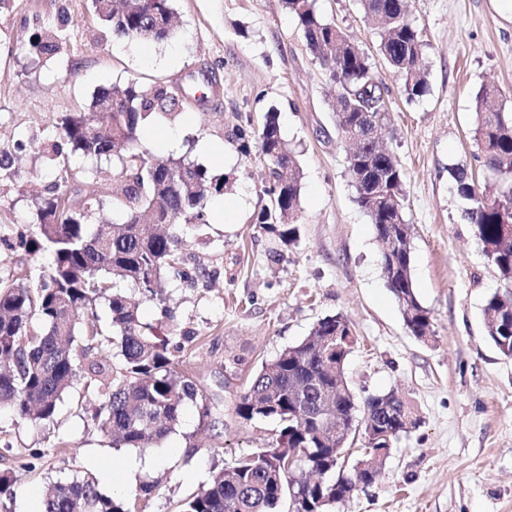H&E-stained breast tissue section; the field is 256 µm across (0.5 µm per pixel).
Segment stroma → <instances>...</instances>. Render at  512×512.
I'll use <instances>...</instances> for the list:
<instances>
[{
    "label": "stroma",
    "instance_id": "35a3bbf8",
    "mask_svg": "<svg viewBox=\"0 0 512 512\" xmlns=\"http://www.w3.org/2000/svg\"><path fill=\"white\" fill-rule=\"evenodd\" d=\"M177 30L167 41L115 38L91 15L90 0H0V277L47 268L46 254L17 245L54 180L56 120L89 107L102 89L137 80L189 84L217 66L220 89L205 108L145 130L155 156L184 159L226 179L211 197L204 236L188 238L192 280L161 290L173 318L122 284L143 322L173 334L175 368L210 406L185 404L178 425L150 448H115L97 430L93 401L65 397L53 421L22 422L0 412V473L14 476L0 512H31L30 490L93 474L101 493L124 497L156 488L140 512H176L179 502L224 464L265 447L277 426L241 419L236 405L263 362L308 336L322 317L343 314L357 345L345 366L359 397L391 390L417 407L421 423L394 441L376 481L331 512H512V358L487 338L482 308L512 289L462 217L451 171L486 184L475 156L474 101L497 85L512 108V0H410L409 18L427 47L426 93L411 100L380 55V31L359 0H317L316 8L366 52L388 90L386 144L405 173V217L413 227L415 291L434 338L406 329L381 271V244L354 202L347 146L336 136L332 92L281 0H173ZM48 30L59 52L29 54ZM279 115L299 162V237L281 246L257 218L267 205V160L258 143L240 151L237 125ZM40 459H33V452Z\"/></svg>",
    "mask_w": 512,
    "mask_h": 512
}]
</instances>
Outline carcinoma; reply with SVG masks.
I'll list each match as a JSON object with an SVG mask.
<instances>
[{
	"label": "carcinoma",
	"mask_w": 512,
	"mask_h": 512,
	"mask_svg": "<svg viewBox=\"0 0 512 512\" xmlns=\"http://www.w3.org/2000/svg\"><path fill=\"white\" fill-rule=\"evenodd\" d=\"M297 20L314 58L334 85L333 111L338 137L351 131L364 137L359 155L349 154L347 168L355 188L354 202L368 217L382 243L394 251L381 254L386 286L397 300L407 330L416 338L433 335L428 310L417 298L412 276V230L405 220L404 172L382 146L391 122L390 107L368 55L341 28L322 18L316 0H282ZM367 17L383 28L380 53L399 74L408 99L427 89L422 66L426 44L409 19V0H360ZM92 15L112 34L128 40L161 42L174 33L172 0H91ZM59 48L48 35L30 43L42 55ZM502 92L483 86L476 97L473 141L476 158L497 177L493 194L478 188L473 177L457 169L458 194L466 201L464 218L500 277L512 283V113L497 106ZM208 99L186 88L159 83L148 88L130 80L99 92L86 112L61 117L64 144L52 145L60 158L56 183L36 210L35 229L18 247L47 252V274L33 280L24 273L0 279V408L21 421H52L64 395L81 385L96 402L93 420L113 443L144 448L163 440L180 421L183 404L203 395L176 372L175 351L167 336L141 321L138 306L113 291L114 281L131 283L143 295H158L162 281H187L191 274L180 253L187 225L202 232L210 224L208 198L224 192V181L207 169L186 172L155 157L143 143L145 121L173 119L183 103ZM258 140L268 161L269 204L260 212L261 228L277 233L281 243L297 241L301 172L281 131L279 117L269 112L259 128L246 122L233 140L242 148ZM95 160L117 157L116 187L108 193L89 190L69 194L68 155ZM122 223H109V214ZM105 226L92 232L88 221ZM108 302L110 329H102L97 303ZM487 338L512 357V293H494L483 306ZM342 314L314 324L309 336L265 362L251 378L236 406L243 420L278 423L272 442L246 454L212 475L208 484L180 504V512H328L339 499L356 491L355 483H373L390 454L379 440L357 464L373 463L336 475L343 458L336 457V430L355 437L359 415L370 411L373 429L383 425L401 435L421 422L408 400L393 393L357 399L345 377V363L355 341ZM115 346L123 358L112 367L102 352ZM306 448L303 465L322 474L311 487L282 461L290 450ZM153 491L142 484L114 499L100 493L92 476L58 482L39 501L35 512H139V502Z\"/></svg>",
	"instance_id": "1"
}]
</instances>
